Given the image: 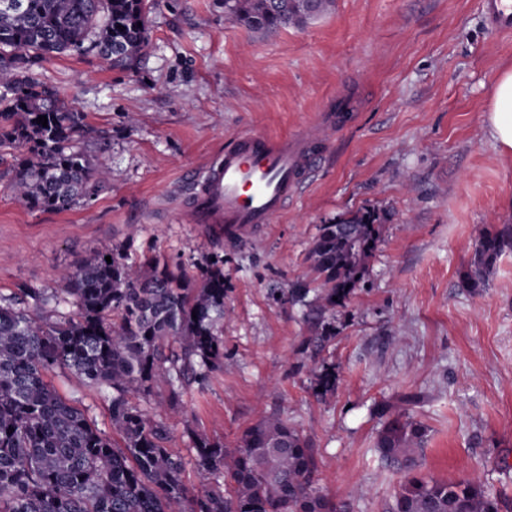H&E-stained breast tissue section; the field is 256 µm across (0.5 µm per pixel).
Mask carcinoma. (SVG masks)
Segmentation results:
<instances>
[{"label": "carcinoma", "mask_w": 512, "mask_h": 512, "mask_svg": "<svg viewBox=\"0 0 512 512\" xmlns=\"http://www.w3.org/2000/svg\"><path fill=\"white\" fill-rule=\"evenodd\" d=\"M333 0L308 11L302 0H224V17L253 34L302 28ZM152 0H0V149L11 151L9 191L30 210L65 211L91 203L108 171L81 146L90 133L33 69L62 54L95 51L130 70L150 44ZM47 117V126L37 123ZM322 224L308 259L321 292L295 283L291 299L309 307L307 348L327 337L324 314L360 286L378 241V215L359 209ZM512 249V224L482 232L460 287L480 293L498 259ZM111 257L106 261L105 257ZM52 291L21 288L0 295V512H345L317 488L315 449L279 415L247 427L232 442L190 432L198 467L214 486L195 493L182 458L167 448L166 409L185 386H204L224 363V256L190 270L181 259L132 256L125 246L88 252ZM338 300H333V297ZM80 375L109 396L112 433L63 398L46 376ZM168 400L154 414L130 401ZM429 427L389 417L375 442L400 476L389 512H499L497 496L476 479L448 483L422 473Z\"/></svg>", "instance_id": "carcinoma-1"}]
</instances>
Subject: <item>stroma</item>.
Here are the masks:
<instances>
[{"mask_svg":"<svg viewBox=\"0 0 512 512\" xmlns=\"http://www.w3.org/2000/svg\"><path fill=\"white\" fill-rule=\"evenodd\" d=\"M148 54L134 71L96 53L44 61L33 76L83 112L85 147L112 176L89 205L33 212L0 159V293L59 287L90 250L128 246L183 261L224 257V365L180 396L171 449L195 492L187 428L233 440L279 415L310 439L322 493L347 512H387L398 478L375 440L389 413L430 428L423 471L478 479L512 512V250L488 287L461 288L482 231L512 224V156L485 122L493 80L512 65V34L487 29L480 0H334L301 29L269 37L226 20L223 0H156ZM348 95L352 123L274 223L230 242L176 214L200 170L238 130L293 134ZM382 224L367 272L316 350L296 282H312L318 228L350 212ZM336 376L322 393L316 376ZM98 428L109 402L67 370L49 375Z\"/></svg>","mask_w":512,"mask_h":512,"instance_id":"1","label":"stroma"}]
</instances>
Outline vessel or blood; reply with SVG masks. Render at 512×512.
<instances>
[{"instance_id":"obj_1","label":"vessel or blood","mask_w":512,"mask_h":512,"mask_svg":"<svg viewBox=\"0 0 512 512\" xmlns=\"http://www.w3.org/2000/svg\"><path fill=\"white\" fill-rule=\"evenodd\" d=\"M483 8L491 31L512 32V0H483ZM349 122L341 97L335 111L289 137L237 131L199 176L190 202L194 223L224 225L238 239L273 223L317 170L327 136Z\"/></svg>"}]
</instances>
